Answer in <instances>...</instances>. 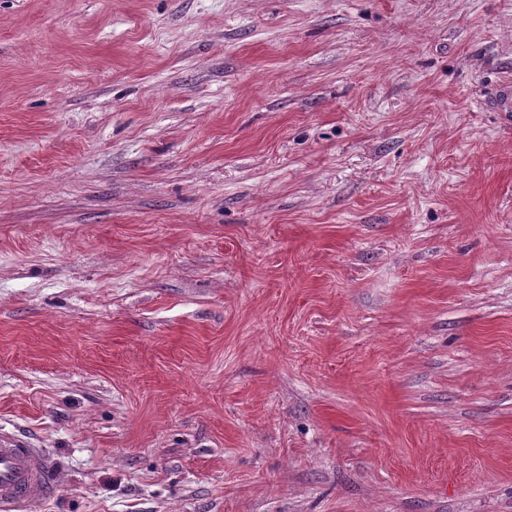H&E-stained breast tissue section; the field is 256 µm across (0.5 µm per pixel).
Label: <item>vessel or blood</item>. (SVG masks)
Listing matches in <instances>:
<instances>
[{
  "mask_svg": "<svg viewBox=\"0 0 512 512\" xmlns=\"http://www.w3.org/2000/svg\"><path fill=\"white\" fill-rule=\"evenodd\" d=\"M54 465L45 449L0 434V512H32L53 495Z\"/></svg>",
  "mask_w": 512,
  "mask_h": 512,
  "instance_id": "1",
  "label": "vessel or blood"
}]
</instances>
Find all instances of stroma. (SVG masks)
<instances>
[{
    "instance_id": "obj_1",
    "label": "stroma",
    "mask_w": 512,
    "mask_h": 512,
    "mask_svg": "<svg viewBox=\"0 0 512 512\" xmlns=\"http://www.w3.org/2000/svg\"><path fill=\"white\" fill-rule=\"evenodd\" d=\"M512 0H0V433L34 512H512ZM54 465L43 448L0 434V511L31 512L53 495Z\"/></svg>"
}]
</instances>
